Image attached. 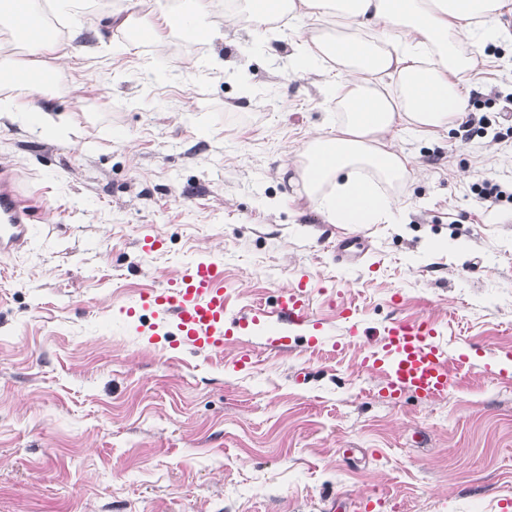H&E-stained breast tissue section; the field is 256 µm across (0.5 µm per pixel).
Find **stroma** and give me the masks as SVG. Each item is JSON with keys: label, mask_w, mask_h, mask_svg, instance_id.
<instances>
[{"label": "stroma", "mask_w": 512, "mask_h": 512, "mask_svg": "<svg viewBox=\"0 0 512 512\" xmlns=\"http://www.w3.org/2000/svg\"><path fill=\"white\" fill-rule=\"evenodd\" d=\"M160 7L95 0L77 35L47 15L76 50L41 55L60 78L40 100L73 126L0 114V173L38 208L28 247L0 260V512H500L512 365L485 366L512 352V202L470 187L512 185V43L466 82L493 137L397 130L414 175L396 223L330 224L290 182L337 118L328 65L291 60L306 25L257 50L214 0L223 39L173 34L158 49L110 23ZM147 234L162 241L149 255ZM348 234L365 249L341 264ZM201 259L221 265L236 316L307 279L309 323L236 329L215 355L121 314ZM396 318L437 323L454 358L446 395L392 398L361 367ZM349 321L359 335H339ZM471 191L477 196V199L491 202H501L503 200L512 201V192L503 189L498 182L484 179L481 182L474 183Z\"/></svg>", "instance_id": "1"}]
</instances>
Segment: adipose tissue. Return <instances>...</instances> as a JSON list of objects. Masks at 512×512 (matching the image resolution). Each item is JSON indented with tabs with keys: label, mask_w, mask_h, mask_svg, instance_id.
I'll return each instance as SVG.
<instances>
[{
	"label": "adipose tissue",
	"mask_w": 512,
	"mask_h": 512,
	"mask_svg": "<svg viewBox=\"0 0 512 512\" xmlns=\"http://www.w3.org/2000/svg\"><path fill=\"white\" fill-rule=\"evenodd\" d=\"M212 0H180L147 23L149 38L163 45L178 29L210 41L221 32L212 20ZM512 0H242L257 40L274 35L275 21L303 18L312 26L296 44L297 70L332 63L328 89L340 112L334 131L316 133L301 153L295 180L332 224H377L393 215L394 193L412 176L408 158L388 142L397 126L436 133L447 130L468 108L463 89L476 73L487 43L511 37L499 26ZM38 0H0V112H21L47 133L71 126L69 116L20 98L35 92L37 64L18 65L7 47L30 55L70 54L71 42L33 35L28 17H42ZM340 28L327 30L324 18ZM389 86H381L382 78Z\"/></svg>",
	"instance_id": "obj_1"
}]
</instances>
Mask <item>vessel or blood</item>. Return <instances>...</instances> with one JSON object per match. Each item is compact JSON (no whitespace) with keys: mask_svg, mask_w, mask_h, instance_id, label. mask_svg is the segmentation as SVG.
<instances>
[{"mask_svg":"<svg viewBox=\"0 0 512 512\" xmlns=\"http://www.w3.org/2000/svg\"><path fill=\"white\" fill-rule=\"evenodd\" d=\"M36 208L18 183L0 185V256L26 244ZM151 312L158 326H174L183 345L199 353L224 349L229 319L228 295L218 264L201 260L188 264L166 287L141 292L125 306L127 317ZM278 322L303 325L310 317L305 283L281 291L275 310ZM449 349L435 324L397 321L381 344L361 360L363 368L380 372L392 393L412 392L423 398L447 394L452 387Z\"/></svg>","mask_w":512,"mask_h":512,"instance_id":"1","label":"vessel or blood"}]
</instances>
